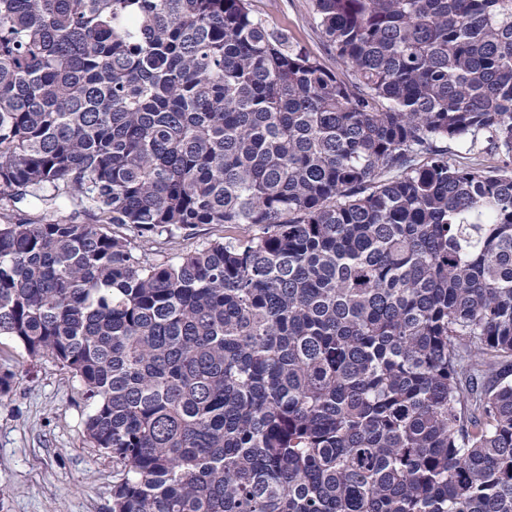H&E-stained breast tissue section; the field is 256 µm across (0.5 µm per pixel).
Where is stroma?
<instances>
[{"mask_svg": "<svg viewBox=\"0 0 512 512\" xmlns=\"http://www.w3.org/2000/svg\"><path fill=\"white\" fill-rule=\"evenodd\" d=\"M269 28L288 34L343 79L313 21L312 0H251ZM15 387L0 398V512H106L112 459L86 440L89 406L79 381L55 360L31 359L9 337L0 338V370Z\"/></svg>", "mask_w": 512, "mask_h": 512, "instance_id": "obj_1", "label": "stroma"}]
</instances>
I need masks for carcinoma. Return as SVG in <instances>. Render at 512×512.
<instances>
[{
  "instance_id": "carcinoma-1",
  "label": "carcinoma",
  "mask_w": 512,
  "mask_h": 512,
  "mask_svg": "<svg viewBox=\"0 0 512 512\" xmlns=\"http://www.w3.org/2000/svg\"><path fill=\"white\" fill-rule=\"evenodd\" d=\"M312 2L354 81L250 0H0V336L108 512H512V0ZM448 147H451L453 156L456 159L457 163L461 164H472V163H484L491 164L496 161V157H493L485 152V150L477 151H467V146H464L458 142L448 144ZM220 234L222 233L210 224H198L191 229L183 230L181 240L184 238V243L188 247H195L217 239V237L221 236Z\"/></svg>"
}]
</instances>
